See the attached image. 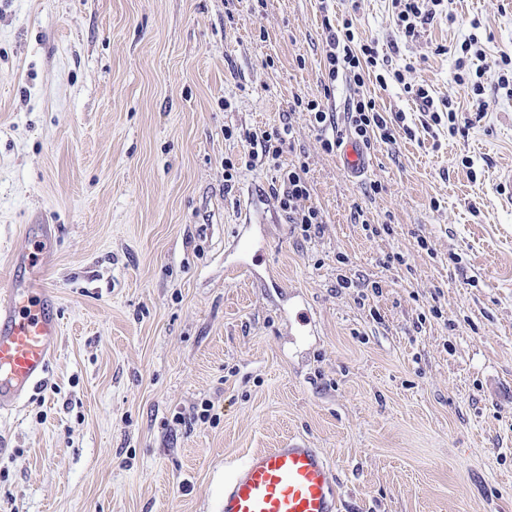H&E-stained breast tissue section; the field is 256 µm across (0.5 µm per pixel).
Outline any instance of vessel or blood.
<instances>
[{"instance_id":"b4317fda","label":"vessel or blood","mask_w":512,"mask_h":512,"mask_svg":"<svg viewBox=\"0 0 512 512\" xmlns=\"http://www.w3.org/2000/svg\"><path fill=\"white\" fill-rule=\"evenodd\" d=\"M342 170L358 175L367 167L364 147L343 141ZM32 250L20 253L27 266L41 263L51 238L50 225L31 227ZM10 301L0 305V412L16 407L49 369L62 334L49 288L12 281ZM340 489L333 464L321 449L300 437L280 448L251 452L224 478L217 512H340Z\"/></svg>"}]
</instances>
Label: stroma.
Returning <instances> with one entry per match:
<instances>
[{
	"label": "stroma",
	"mask_w": 512,
	"mask_h": 512,
	"mask_svg": "<svg viewBox=\"0 0 512 512\" xmlns=\"http://www.w3.org/2000/svg\"><path fill=\"white\" fill-rule=\"evenodd\" d=\"M330 9L403 81L324 92L321 0H0V302L25 225H55L62 325L0 416V512H215L225 469L291 437L333 462L341 512H512V97L486 70L479 113L457 79L469 35L512 53V0H454L412 41L392 0ZM410 83L457 102L456 135ZM360 90L405 121L354 179L291 105L345 138ZM286 125L309 238L244 165ZM301 307L313 333L289 335ZM292 111L295 112H308L310 114L311 122L314 127L321 132V143L322 148L325 152L332 153L339 146V140L335 136V126L331 121V115L325 111L324 105L318 99H309L296 97L294 98L293 105H291ZM328 122L332 128V136L328 135Z\"/></svg>",
	"instance_id": "35a3bbf8"
}]
</instances>
